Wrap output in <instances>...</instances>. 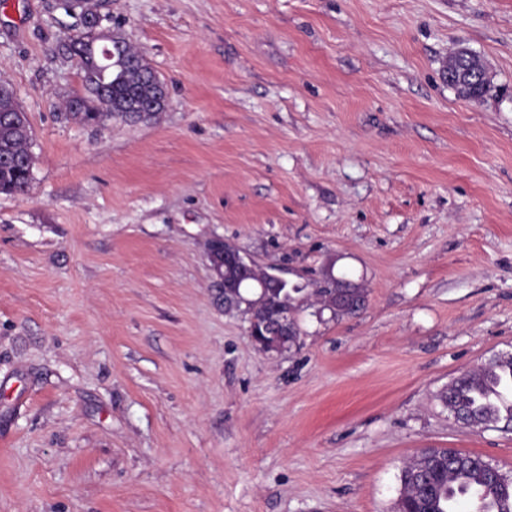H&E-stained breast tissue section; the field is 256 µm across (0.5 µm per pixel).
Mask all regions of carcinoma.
Returning <instances> with one entry per match:
<instances>
[{"mask_svg": "<svg viewBox=\"0 0 512 512\" xmlns=\"http://www.w3.org/2000/svg\"><path fill=\"white\" fill-rule=\"evenodd\" d=\"M66 15L71 10L92 18L102 16L90 0H62ZM469 51L461 48L449 58L456 64L454 90L465 99L478 101L491 90L487 72L468 65ZM83 85L101 88L104 97L90 99L80 109L66 103L67 117L82 125H101L112 119L127 120L125 112H104L102 108L114 103H130L137 98H155L152 73L135 69L122 71L114 66L103 70L99 62L79 59ZM13 104L0 100V193L24 194L32 180L33 155L30 151L31 132L16 122ZM306 286L297 284L274 291L267 304L257 308V316L284 304L296 305V294ZM448 412L460 410L471 423L481 427L512 426V355L497 354L481 366L471 369L448 383L440 393ZM458 454L449 448H424L401 470V489L396 503L397 512H456L453 505L464 498L472 502L480 495L487 503L473 512H512V477L492 475L487 459L466 455L457 464L448 458Z\"/></svg>", "mask_w": 512, "mask_h": 512, "instance_id": "carcinoma-1", "label": "carcinoma"}]
</instances>
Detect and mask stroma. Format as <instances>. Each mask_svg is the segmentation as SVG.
<instances>
[{
  "mask_svg": "<svg viewBox=\"0 0 512 512\" xmlns=\"http://www.w3.org/2000/svg\"><path fill=\"white\" fill-rule=\"evenodd\" d=\"M167 86L83 126L58 0H0V83L33 132L0 194V512H394L403 460L512 432L438 395L512 352V0H99ZM479 55L481 102L449 87ZM215 237L363 309L262 354Z\"/></svg>",
  "mask_w": 512,
  "mask_h": 512,
  "instance_id": "1",
  "label": "stroma"
}]
</instances>
